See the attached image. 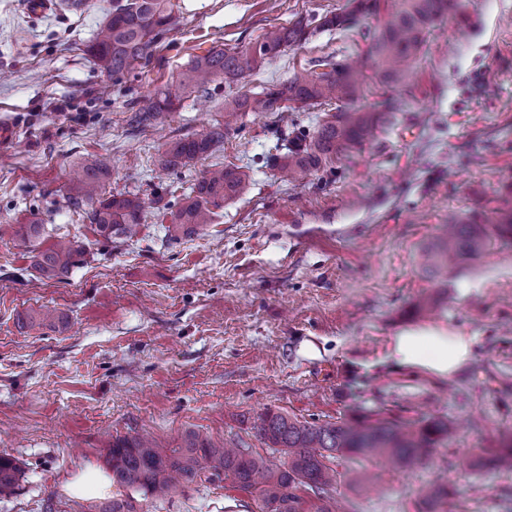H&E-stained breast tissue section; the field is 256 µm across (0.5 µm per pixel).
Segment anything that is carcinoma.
I'll use <instances>...</instances> for the list:
<instances>
[{
	"label": "carcinoma",
	"instance_id": "obj_1",
	"mask_svg": "<svg viewBox=\"0 0 512 512\" xmlns=\"http://www.w3.org/2000/svg\"><path fill=\"white\" fill-rule=\"evenodd\" d=\"M462 7L460 0H356L351 10L322 17L319 27H349L359 15L385 12L380 28L369 39L367 58L372 63V81L383 89L381 99L373 103L375 111L396 112L407 81L424 54L427 34L438 20ZM172 10L171 0H115L106 22L87 47L94 65L114 78L124 76L135 62L151 56L171 23ZM308 27L301 21L274 26L249 48L211 50L186 66L180 85L205 93L218 79H237L265 59L306 40ZM318 66L323 71L312 70L262 93H245L225 101L224 122L211 126L203 135L170 142L161 166L174 170L210 153L224 142V136L244 112L265 116L294 111L298 104L304 107L364 96L365 81L358 80L349 66L329 59L319 61ZM173 110L171 96L159 92L135 111L134 122L146 128L158 116ZM376 129V121L366 112L353 108L336 112L318 122L312 135L303 134L288 143L287 151L275 157V163L293 177L302 176L362 144ZM107 175L101 160L92 155L85 157L70 196L71 205L82 211L83 218L93 226L98 244L131 238L146 220L144 203L138 195L105 192ZM248 185L249 175L237 167L208 172L170 212L174 237L191 236L214 223L216 209L224 201L243 195ZM20 237L30 247L33 268L46 279L65 280L84 262L87 253V246L76 240L60 239L43 246L46 228L36 220L21 225ZM498 240L512 241V213L500 224L450 222L423 253V267L437 279L448 268L479 257ZM257 434L269 447L282 449L288 463H270L240 444H216L196 432L186 433L171 448L145 437H117L108 451L112 481L146 496L192 485L207 471L210 480L224 478L244 492L257 494L262 512H334L327 493L336 485V470L331 463L337 454L364 459L383 456L392 470L403 471L420 464L448 439L450 428L436 419L417 427H402L388 418L369 416L317 425L268 410L259 417ZM477 463L511 470L512 435L504 447L478 458ZM18 476L19 466L14 459L0 455V491L13 487ZM309 491L317 496V502L305 511L302 494ZM423 503L427 509L418 512H458L445 485H431Z\"/></svg>",
	"mask_w": 512,
	"mask_h": 512
}]
</instances>
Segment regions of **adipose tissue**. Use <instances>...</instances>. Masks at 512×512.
Instances as JSON below:
<instances>
[{
	"label": "adipose tissue",
	"mask_w": 512,
	"mask_h": 512,
	"mask_svg": "<svg viewBox=\"0 0 512 512\" xmlns=\"http://www.w3.org/2000/svg\"><path fill=\"white\" fill-rule=\"evenodd\" d=\"M474 344V337L445 325L409 328L392 337L387 358L399 368L449 378L472 360Z\"/></svg>",
	"instance_id": "adipose-tissue-1"
}]
</instances>
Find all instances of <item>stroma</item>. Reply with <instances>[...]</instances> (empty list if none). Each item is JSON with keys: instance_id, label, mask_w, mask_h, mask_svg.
Masks as SVG:
<instances>
[{"instance_id": "obj_1", "label": "stroma", "mask_w": 512, "mask_h": 512, "mask_svg": "<svg viewBox=\"0 0 512 512\" xmlns=\"http://www.w3.org/2000/svg\"><path fill=\"white\" fill-rule=\"evenodd\" d=\"M174 23L147 61L115 80L86 49L112 0H61L31 19L0 0V455L21 477L0 512H98L68 482L90 465L109 472L116 437L177 444L188 430L243 441L284 462L255 435L272 410L308 423L381 414L401 424L447 421L452 435L423 465L390 472L376 459L337 458L336 512H416L419 490L441 479L462 512H512V474L479 467L512 429V244L449 270L439 287L420 256L449 217L512 212V0H466L444 18L409 79L402 108L375 137L305 179L285 177L277 146L313 130L326 107L243 115L207 156L172 172L159 160L174 139L224 119V101L287 81L317 61L366 56L381 16L320 29L235 82L185 93L176 111L138 130L141 99L176 88L196 56L253 46L271 26L347 11L351 0H173ZM105 161L107 192L138 194L148 218L129 240L95 244L67 202L82 157ZM249 168L248 191L214 224L168 239L155 203L179 205L208 170ZM91 245L68 282L38 278L19 225ZM435 300L434 311L419 310ZM54 307L57 325L42 322ZM442 324L476 337L470 366L450 379L386 360L406 327ZM137 512H260L230 481H205Z\"/></svg>"}]
</instances>
